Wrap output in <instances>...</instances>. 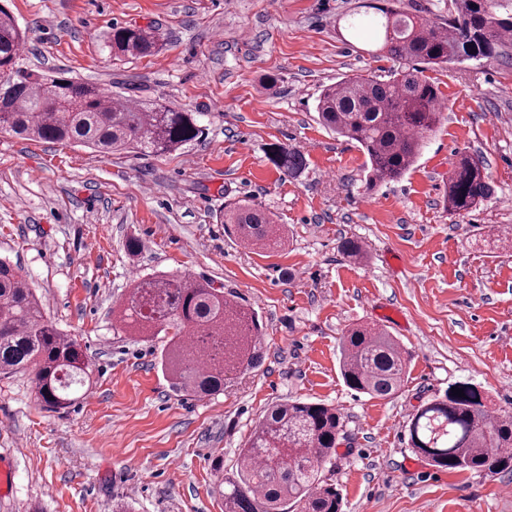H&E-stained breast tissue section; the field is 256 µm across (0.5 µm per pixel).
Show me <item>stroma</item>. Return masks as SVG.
I'll list each match as a JSON object with an SVG mask.
<instances>
[{"label": "stroma", "instance_id": "stroma-1", "mask_svg": "<svg viewBox=\"0 0 512 512\" xmlns=\"http://www.w3.org/2000/svg\"><path fill=\"white\" fill-rule=\"evenodd\" d=\"M28 42L19 64L144 101L201 113V139L169 156L103 158L76 144L0 133V258L17 266L45 314L91 362L89 395L43 410L30 375L0 376V462L12 490L0 512H224L216 464L232 469L266 408L301 398L336 407L332 475L344 512H512V472L430 466L406 423L457 383L512 412V59L434 67L448 108L413 168L365 190L366 156L315 120L324 85L387 74L361 0H0ZM365 24L343 28L351 12ZM156 27L155 55L112 56L113 27ZM278 83L266 91L267 76ZM284 144L305 157L284 176ZM483 156L492 198L444 208L458 154ZM277 213L285 243L259 250L225 232L224 204ZM140 249L129 255L126 244ZM360 242L363 261L341 240ZM186 274L255 312L261 365L209 397L176 394L164 337L128 335L112 310L132 275ZM353 324L387 331L409 354L391 399L355 393L339 369ZM272 160L284 175H296L305 166L303 156L293 148L284 145L273 147Z\"/></svg>", "mask_w": 512, "mask_h": 512}]
</instances>
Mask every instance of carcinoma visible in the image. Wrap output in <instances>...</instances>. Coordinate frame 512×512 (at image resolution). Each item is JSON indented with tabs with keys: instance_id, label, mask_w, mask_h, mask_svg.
I'll list each match as a JSON object with an SVG mask.
<instances>
[{
	"instance_id": "obj_1",
	"label": "carcinoma",
	"mask_w": 512,
	"mask_h": 512,
	"mask_svg": "<svg viewBox=\"0 0 512 512\" xmlns=\"http://www.w3.org/2000/svg\"><path fill=\"white\" fill-rule=\"evenodd\" d=\"M398 0H377L373 24L378 51L428 66L496 60L512 47V0H446L438 12L412 14ZM26 32L0 6V133L75 142L103 155L133 152L161 156L201 138L200 112L136 98L114 100L97 85L39 78L18 67ZM163 46L157 28L116 27L108 38L114 56H148ZM73 110L59 112L56 103ZM441 98L423 70L345 76L325 86L315 110L325 128L355 142L367 156L366 189L397 182L421 155L425 136L442 118ZM272 160L287 176L305 166L296 150L277 145ZM493 188L482 156L460 153L448 176L447 211L468 213L487 202ZM224 223L238 238L270 249L281 245L275 214L247 201L224 205ZM116 321L136 336L167 337L164 367L173 389L196 396L224 390V379L253 368L261 358L255 313L207 282L186 275H158L130 283ZM340 371L352 390L372 398L397 395L408 353L385 330L354 325L339 339ZM32 372L36 399L60 413L83 398L92 364L74 338L44 314L19 269L0 259V373ZM422 404L408 422V445L429 464L478 475L512 470V413L494 412L474 386L460 383ZM341 413L323 403L292 399L270 406L239 450L232 475L221 477L224 512H342L336 484L322 468L336 458Z\"/></svg>"
}]
</instances>
